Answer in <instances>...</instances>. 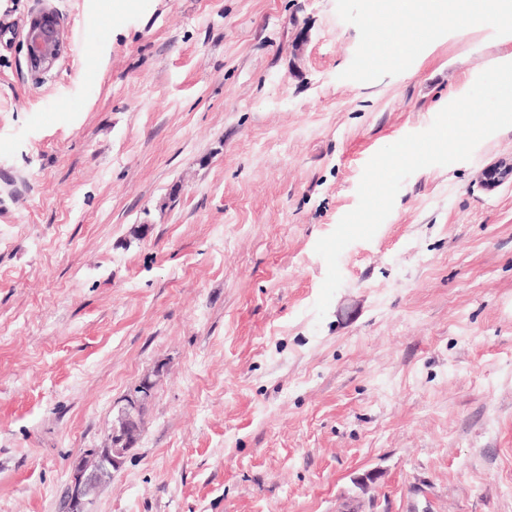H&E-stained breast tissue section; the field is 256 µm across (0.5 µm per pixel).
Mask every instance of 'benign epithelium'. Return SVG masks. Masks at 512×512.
Segmentation results:
<instances>
[{"mask_svg": "<svg viewBox=\"0 0 512 512\" xmlns=\"http://www.w3.org/2000/svg\"><path fill=\"white\" fill-rule=\"evenodd\" d=\"M64 48L63 29L55 11L45 8L34 13L28 20L25 35V61L34 72H47L57 62ZM512 181V162L497 161L486 166L480 176L481 186L492 191L506 181ZM153 383L142 380L127 396L116 423L125 427L133 420L132 413L139 410L151 397ZM128 452L126 448H114L112 452L88 453L77 457L71 466V489L74 496V512H84L88 503L96 497L100 486L112 478V469L118 456Z\"/></svg>", "mask_w": 512, "mask_h": 512, "instance_id": "1", "label": "benign epithelium"}]
</instances>
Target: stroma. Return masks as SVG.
Returning <instances> with one entry per match:
<instances>
[{"mask_svg":"<svg viewBox=\"0 0 512 512\" xmlns=\"http://www.w3.org/2000/svg\"><path fill=\"white\" fill-rule=\"evenodd\" d=\"M106 2L0 0V512H59L146 378L89 512H512V183L480 185L512 127L408 177L313 311L366 163L512 26L391 63L378 0H132L103 33ZM25 61L34 72H47L57 62L64 48L63 29L55 11L44 8L28 20L25 35ZM153 389V383L147 379L142 380L127 396L126 404L120 409L116 419V423H113V429L117 427V423L120 427H126L133 420L132 412L138 411L151 397Z\"/></svg>","mask_w":512,"mask_h":512,"instance_id":"obj_1","label":"stroma"}]
</instances>
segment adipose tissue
I'll return each instance as SVG.
<instances>
[{
	"instance_id": "ef3b65f1",
	"label": "adipose tissue",
	"mask_w": 512,
	"mask_h": 512,
	"mask_svg": "<svg viewBox=\"0 0 512 512\" xmlns=\"http://www.w3.org/2000/svg\"><path fill=\"white\" fill-rule=\"evenodd\" d=\"M492 0H389L386 10L370 15V22L403 24L421 16H442L451 23H479L493 11Z\"/></svg>"
}]
</instances>
